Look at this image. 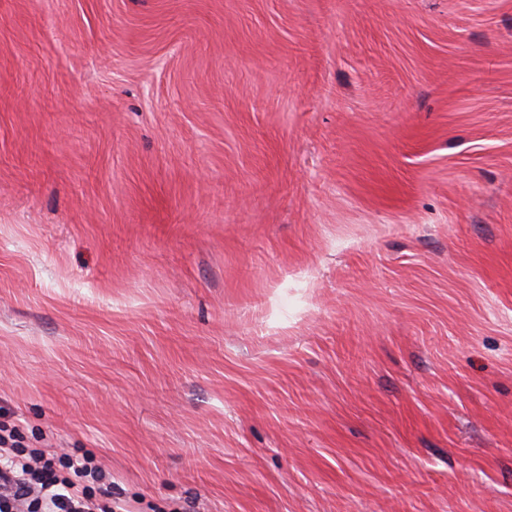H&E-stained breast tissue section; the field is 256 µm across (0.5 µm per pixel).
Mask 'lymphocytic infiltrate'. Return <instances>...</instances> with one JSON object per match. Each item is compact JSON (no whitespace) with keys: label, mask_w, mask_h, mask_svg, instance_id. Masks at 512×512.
<instances>
[{"label":"lymphocytic infiltrate","mask_w":512,"mask_h":512,"mask_svg":"<svg viewBox=\"0 0 512 512\" xmlns=\"http://www.w3.org/2000/svg\"><path fill=\"white\" fill-rule=\"evenodd\" d=\"M65 467L57 472L53 449L23 447L18 430L0 434V512L29 503L34 512H125L94 456H68Z\"/></svg>","instance_id":"obj_1"}]
</instances>
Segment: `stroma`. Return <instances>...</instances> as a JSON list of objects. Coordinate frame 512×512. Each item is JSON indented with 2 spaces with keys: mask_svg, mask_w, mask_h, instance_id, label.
I'll return each mask as SVG.
<instances>
[{
  "mask_svg": "<svg viewBox=\"0 0 512 512\" xmlns=\"http://www.w3.org/2000/svg\"><path fill=\"white\" fill-rule=\"evenodd\" d=\"M132 512H512V0H0V427Z\"/></svg>",
  "mask_w": 512,
  "mask_h": 512,
  "instance_id": "35a3bbf8",
  "label": "stroma"
}]
</instances>
